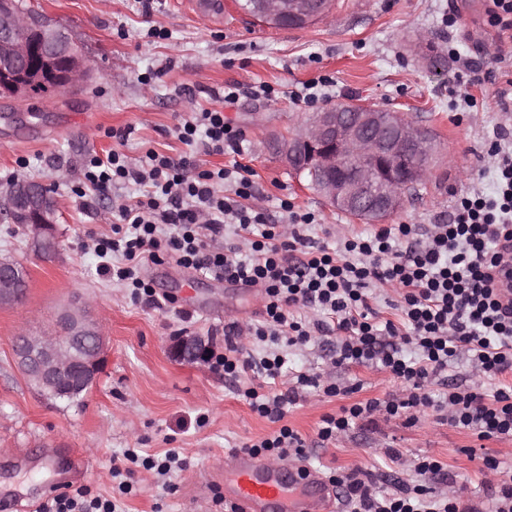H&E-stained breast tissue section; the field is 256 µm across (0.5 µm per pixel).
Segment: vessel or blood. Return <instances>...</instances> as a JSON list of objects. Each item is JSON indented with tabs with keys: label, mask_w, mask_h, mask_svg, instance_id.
I'll use <instances>...</instances> for the list:
<instances>
[{
	"label": "vessel or blood",
	"mask_w": 512,
	"mask_h": 512,
	"mask_svg": "<svg viewBox=\"0 0 512 512\" xmlns=\"http://www.w3.org/2000/svg\"><path fill=\"white\" fill-rule=\"evenodd\" d=\"M224 499L236 512H338L336 492L323 473L307 464L269 467L245 451L224 464Z\"/></svg>",
	"instance_id": "vessel-or-blood-1"
}]
</instances>
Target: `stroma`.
<instances>
[{"label":"stroma","mask_w":512,"mask_h":512,"mask_svg":"<svg viewBox=\"0 0 512 512\" xmlns=\"http://www.w3.org/2000/svg\"><path fill=\"white\" fill-rule=\"evenodd\" d=\"M42 17L63 29L88 66L76 86L22 100L0 98V192L14 179L51 185L58 211L59 246L49 256L34 253L25 231L0 223V254L27 271V291L0 306V482L26 485L38 495L54 471H67L82 456L85 469L70 488L88 487L111 496L112 469L123 452L137 448L161 455L171 448L186 457V469L169 480L143 470L134 475L135 494L123 497V512H211L214 492L223 490L219 471L230 448L275 430L252 412L237 384L203 360L173 356L176 337L201 338L224 349V324L260 318L255 291L166 262L149 266L144 277L157 305L133 302L130 292L100 275L93 240L112 235V200L84 178L88 155L120 148L130 162L147 150L178 158L188 148L177 127L191 110L220 106L226 84L272 86V96L243 97L224 115L246 138L240 160L254 172L260 203L281 220L279 201L291 199L314 212L310 235L318 242L369 231V224L328 206L288 169L269 146L272 135L293 129L312 112L356 100L404 115L435 136L436 163L412 199L392 216L395 224H437L448 220L456 199L473 189L492 194L487 154L497 134L512 141V111H503L498 86L512 78V35L499 33L484 12L466 14V0H335L329 18L302 29L284 30L242 17L234 0L215 15L198 0H159L144 12L139 0H30ZM455 24H448V16ZM168 38H158V31ZM443 66L433 67L431 56ZM495 82H475L450 96L448 87L464 63ZM322 76L334 81L327 99L298 106L285 90ZM221 107V106H220ZM135 126L127 143L116 131ZM81 297L100 320L106 361L95 385L68 403L38 392L21 374L12 344L22 333L54 330L60 310ZM332 336H313L289 348L288 369L318 371L336 352ZM345 395L309 390L292 405L285 424L307 442L314 467L356 466L402 476L385 456L389 447L405 459L431 456L462 478V505L487 499L467 448L480 445L471 431L442 422L435 411L418 423L403 419L355 427L335 442L319 445L321 417L396 390L392 376L371 365L338 368ZM486 453L505 452L512 466V441L488 440ZM175 492H168L167 484Z\"/></svg>","instance_id":"stroma-1"}]
</instances>
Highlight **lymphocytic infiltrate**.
Returning a JSON list of instances; mask_svg holds the SVG:
<instances>
[{
  "label": "lymphocytic infiltrate",
  "instance_id": "lymphocytic-infiltrate-1",
  "mask_svg": "<svg viewBox=\"0 0 512 512\" xmlns=\"http://www.w3.org/2000/svg\"><path fill=\"white\" fill-rule=\"evenodd\" d=\"M178 138L189 155L173 158L153 150L144 161L129 162L119 150L106 157L91 156L84 177L95 191L115 184L132 185L136 196L112 209V236L98 240L95 250L103 262L102 275L126 282L134 301L155 303L153 288L142 277L146 266L167 261L211 275L227 283L258 289L262 322L236 320L224 325V351L210 354L212 369L242 382L241 393L258 416L276 423V430L248 449L267 461H304L305 438L284 418L290 405L307 389L340 395L329 373L288 374L286 358L276 346L306 345L313 333L337 336L333 361L340 367L355 362L389 372L398 392L341 407L322 416L320 444H329L357 422L378 415L405 418L415 424L427 409L441 412L449 425L472 431L477 440H512V307H502L494 273L503 251L512 247V148L492 142L495 191L473 190L459 197L448 222L419 227L394 224L367 234L344 238L337 245L312 241L311 212L281 201L287 221L275 223L265 208L254 204L255 186L245 166L199 169L197 154H242L245 134L226 121L218 109L188 113ZM247 240L248 249L223 248L225 228ZM396 287V314L381 317L370 303L373 285ZM319 311L307 321L294 308ZM249 339L267 346L265 354L245 353ZM467 357L474 372L498 380L493 395L449 383L448 369ZM286 388H277L282 378ZM442 385L433 398L432 385ZM478 472L487 476L490 495L484 512H512V470L502 469L489 454L468 449ZM391 461L406 462L411 481L382 486V475L356 467L329 470L326 477L349 512H459L453 491L457 483L442 462L422 456L404 461L399 450L388 449ZM125 468H113L120 489L135 491L137 469L167 475L186 467L175 451L161 456L125 454ZM38 512H119V503L92 495L80 487L47 498Z\"/></svg>",
  "mask_w": 512,
  "mask_h": 512
}]
</instances>
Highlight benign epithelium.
Returning a JSON list of instances; mask_svg holds the SVG:
<instances>
[{
	"mask_svg": "<svg viewBox=\"0 0 512 512\" xmlns=\"http://www.w3.org/2000/svg\"><path fill=\"white\" fill-rule=\"evenodd\" d=\"M332 0H262L261 10L288 28L326 17ZM33 12L17 0H0V97L23 99L45 85L53 91L83 79L87 69L69 37L47 23H32ZM67 70H53L57 59ZM276 154L292 170L315 168L313 189L331 205L363 220L379 221L403 206L406 189L421 183L434 151L424 129L394 112L346 105L315 113L296 132L274 138ZM0 222L19 224L36 248L56 239L57 212L46 185L16 181L0 195ZM12 260L0 258V305L15 300ZM63 339L37 334L14 342L17 366L40 390L61 395L96 382L105 357L98 322L75 302L58 319ZM176 355L203 358L201 341L178 342Z\"/></svg>",
	"mask_w": 512,
	"mask_h": 512,
	"instance_id": "1",
	"label": "benign epithelium"
}]
</instances>
